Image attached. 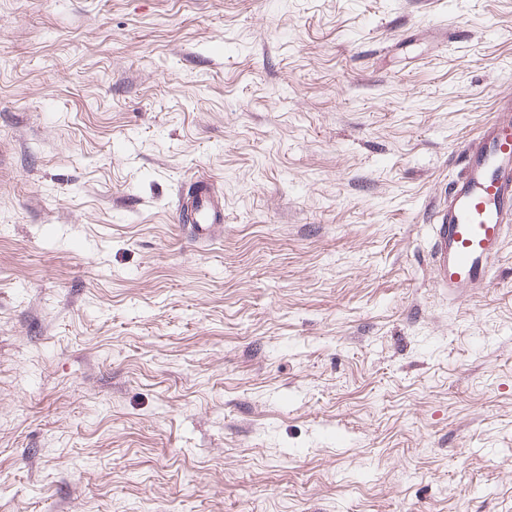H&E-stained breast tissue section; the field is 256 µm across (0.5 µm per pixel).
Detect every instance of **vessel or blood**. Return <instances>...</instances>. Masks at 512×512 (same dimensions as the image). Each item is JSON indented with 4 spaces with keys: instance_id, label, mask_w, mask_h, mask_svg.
I'll list each match as a JSON object with an SVG mask.
<instances>
[{
    "instance_id": "obj_1",
    "label": "vessel or blood",
    "mask_w": 512,
    "mask_h": 512,
    "mask_svg": "<svg viewBox=\"0 0 512 512\" xmlns=\"http://www.w3.org/2000/svg\"><path fill=\"white\" fill-rule=\"evenodd\" d=\"M461 152L460 174L432 212L433 284L457 298L461 290L488 284L512 235V99ZM195 242L218 235L224 198L214 180H188L176 201Z\"/></svg>"
}]
</instances>
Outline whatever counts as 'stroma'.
<instances>
[{
  "mask_svg": "<svg viewBox=\"0 0 512 512\" xmlns=\"http://www.w3.org/2000/svg\"><path fill=\"white\" fill-rule=\"evenodd\" d=\"M508 96L512 0H0V512H512V236L429 254ZM212 179H190L185 182L176 201L180 222H186L197 243L207 242L218 235L224 224V197Z\"/></svg>",
  "mask_w": 512,
  "mask_h": 512,
  "instance_id": "stroma-1",
  "label": "stroma"
}]
</instances>
